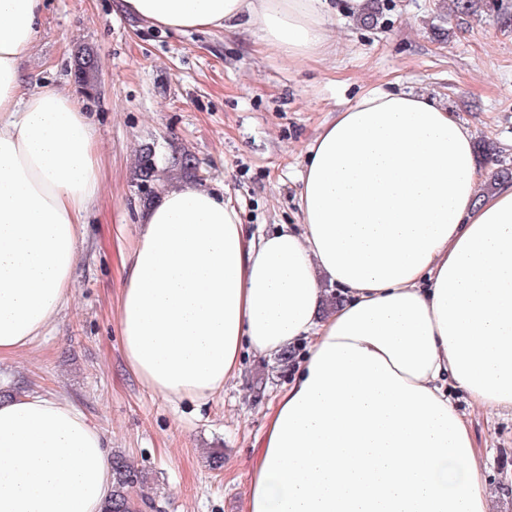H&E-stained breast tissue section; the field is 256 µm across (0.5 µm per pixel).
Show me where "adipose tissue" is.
<instances>
[{
    "label": "adipose tissue",
    "instance_id": "adipose-tissue-1",
    "mask_svg": "<svg viewBox=\"0 0 512 512\" xmlns=\"http://www.w3.org/2000/svg\"><path fill=\"white\" fill-rule=\"evenodd\" d=\"M46 0H0V357L45 335L70 297L99 194L80 98L28 89L20 62ZM174 31H253L318 59L327 0H115ZM472 139L414 92L370 89L321 125L299 177L303 225L257 235L230 199L165 188L122 256L127 367L167 400L208 399L242 351L307 344L266 414L246 512H490L469 421L448 395L512 409V183L479 194ZM341 300L324 309L326 286ZM112 463L71 401H0V512H102Z\"/></svg>",
    "mask_w": 512,
    "mask_h": 512
}]
</instances>
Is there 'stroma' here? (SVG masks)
<instances>
[{
	"mask_svg": "<svg viewBox=\"0 0 512 512\" xmlns=\"http://www.w3.org/2000/svg\"><path fill=\"white\" fill-rule=\"evenodd\" d=\"M439 2L385 0L373 29L344 11L329 14L333 53L288 62L258 53L249 30L176 33L139 26L115 12L114 0H46L25 72L72 93L79 49L96 53L97 90L84 103L97 131L101 193L82 228L69 304L45 336L0 359V391L68 398L108 451L146 472L157 512H243L266 411L288 370L248 353L240 380L218 396L170 402L127 369L119 247L131 243L146 205L139 153L154 147L166 186L173 157L189 151L201 184L223 187L244 224L269 233L300 221L298 178L318 128L377 87L434 98L512 168V30L482 11L438 14ZM450 397L470 421L491 512H512V410H478L455 389Z\"/></svg>",
	"mask_w": 512,
	"mask_h": 512,
	"instance_id": "35a3bbf8",
	"label": "stroma"
}]
</instances>
